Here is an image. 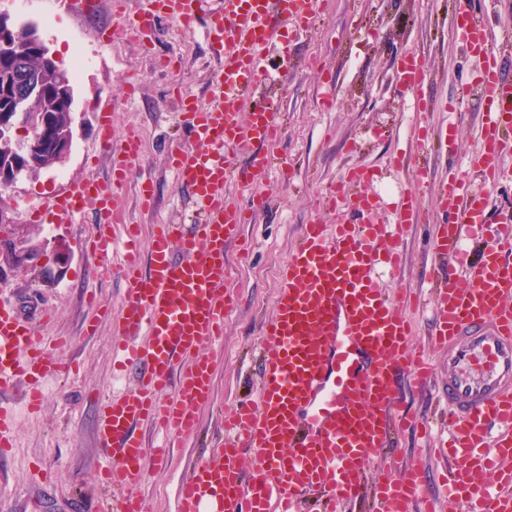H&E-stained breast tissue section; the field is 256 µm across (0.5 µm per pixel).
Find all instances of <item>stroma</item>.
<instances>
[{
    "mask_svg": "<svg viewBox=\"0 0 512 512\" xmlns=\"http://www.w3.org/2000/svg\"><path fill=\"white\" fill-rule=\"evenodd\" d=\"M70 0H0V14L15 24L33 23L54 51L62 69H70L75 51L86 52L89 63L75 83V119L79 125L69 158L44 169L39 176L19 179L0 191V201L16 208L18 201L50 196L60 183L95 175L106 177L108 159H95L97 114L113 106L116 137L127 130L140 136L146 172L155 185V206L142 208L135 187H127L119 204L131 224H193L195 208L179 189L168 162L175 143L193 145L176 114L174 96L184 91L202 106H210L209 54L203 21L180 26L160 18L150 46L129 40L120 20L112 16L111 0H101L96 16L74 13ZM312 31H283L271 65L274 81L262 94L284 120L278 141L266 147L274 165L257 184L270 200L254 223L244 225L237 248L228 255L231 304L224 315L222 349L203 343L202 354L214 359V389L199 410V437L174 448L168 459L149 463L146 480L136 494L150 512H175L176 490L203 456L204 443L222 433L219 411H230L237 400L254 397L259 374V329L273 313L278 270L287 261L301 225L336 221L335 212L321 208L322 197L343 183L355 165L371 168L373 193L382 199L376 217L391 223L400 193L413 191L424 200L430 221L413 227L405 240L406 264L384 272L380 281L391 294L409 290L404 302L412 322L409 342L428 349L437 377L424 392L406 389L409 409L418 418L443 413L442 386L448 380L447 352L431 348L433 305L428 290L432 272L431 247L445 219L436 203L438 183L453 167L463 165L479 146L483 104L465 96L463 83L475 61L452 37L453 0H317ZM111 26L112 38L100 31ZM418 56L431 80L422 93L433 102L429 112L414 115L411 96L395 90L396 71L407 54ZM177 58L174 68L158 65L161 56ZM139 86L127 97V82ZM461 114L446 146L425 150L422 171L406 166L394 170V160L406 158L412 147L407 129L420 119L428 131L446 127L448 106ZM96 222L87 207L77 224H29L34 241L45 243L46 268L18 269L0 285V302L13 305L31 319L37 336H66L63 351L75 375L48 382L40 414L28 413L21 391L0 397L12 407L16 446L0 463V502L8 512H77L78 500L100 492L102 454L94 439L98 399L135 383L113 368L112 322L121 315L125 283L112 269L123 260L114 244L111 270L94 274L78 249ZM96 321L87 333L88 321Z\"/></svg>",
    "mask_w": 512,
    "mask_h": 512,
    "instance_id": "obj_1",
    "label": "stroma"
}]
</instances>
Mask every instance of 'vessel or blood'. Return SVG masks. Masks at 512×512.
Masks as SVG:
<instances>
[{
  "mask_svg": "<svg viewBox=\"0 0 512 512\" xmlns=\"http://www.w3.org/2000/svg\"><path fill=\"white\" fill-rule=\"evenodd\" d=\"M453 37L476 62L470 85L485 103L480 148L468 161V175L440 181V208L453 216L438 234L432 256L448 265L436 280V341L448 353L447 451L459 464L444 476L449 503L467 512H512V233L488 242L471 260L468 233L486 222L489 197L474 192L469 177L487 185L507 178L512 154V80L502 76L491 30L471 7L455 0ZM203 0H112L132 41L151 38L164 15L190 24ZM206 37L219 65L210 83L213 107L190 97L177 100L182 123L200 142L197 151L173 148L169 164L179 187L188 189L200 216L190 231L154 224L148 240L129 228L120 273L127 283L122 315L113 328V351L135 374V386L109 396L98 409L97 445L104 454V494L95 512H148L131 486L146 476L148 459H167L171 448L192 438L199 406L209 402L213 360L200 356L203 341L222 345L229 283L225 251L241 236L244 210L230 198V182L257 183L271 166L261 143L277 140L280 114L255 92L266 78L265 53L287 28L306 30L316 22V0H217L209 8ZM397 79L419 91L429 74L404 58ZM99 154L111 162V176L69 182L43 202L29 206L39 221L70 223L95 205L98 224L86 260L105 258L120 213L118 198L141 163L139 139H115L112 114L98 115ZM251 148L246 166L231 163V151ZM373 173L352 167L351 193L329 196L328 209L371 213L379 198L369 190ZM392 225L376 221L334 227L302 225L298 243L280 272L275 312L263 327L260 394L224 419V443L210 449L179 484L176 512H300L302 499L321 492L324 512H339L351 497H370L374 512H416L430 480L420 464L399 476L380 475L373 487L364 476L383 449L415 419L400 407L408 384L423 386L432 370L408 338L404 305L374 278L378 268L401 269L402 241L425 208L402 193ZM65 340L49 347L34 336L16 308L0 304V392L24 386L30 411H39L47 381L62 375ZM145 423L162 434L146 448L137 434ZM254 453L246 474L238 461ZM492 472L495 490L482 489L475 473Z\"/></svg>",
  "mask_w": 512,
  "mask_h": 512,
  "instance_id": "b4317fda",
  "label": "vessel or blood"
}]
</instances>
